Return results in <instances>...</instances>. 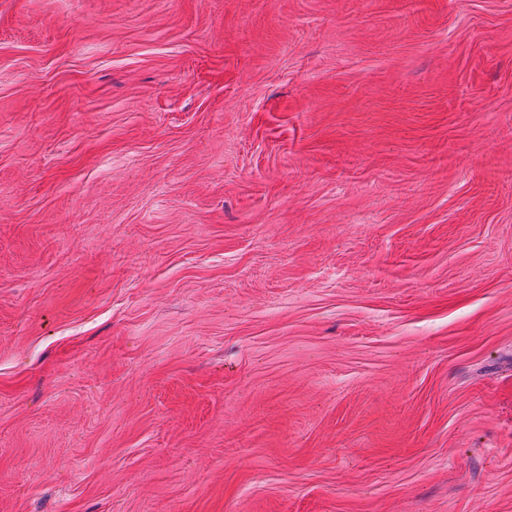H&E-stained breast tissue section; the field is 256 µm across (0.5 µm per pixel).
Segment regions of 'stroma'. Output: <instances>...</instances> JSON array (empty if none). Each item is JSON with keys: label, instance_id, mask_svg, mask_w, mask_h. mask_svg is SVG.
I'll use <instances>...</instances> for the list:
<instances>
[{"label": "stroma", "instance_id": "1", "mask_svg": "<svg viewBox=\"0 0 512 512\" xmlns=\"http://www.w3.org/2000/svg\"><path fill=\"white\" fill-rule=\"evenodd\" d=\"M0 512H512V0H0Z\"/></svg>", "mask_w": 512, "mask_h": 512}]
</instances>
